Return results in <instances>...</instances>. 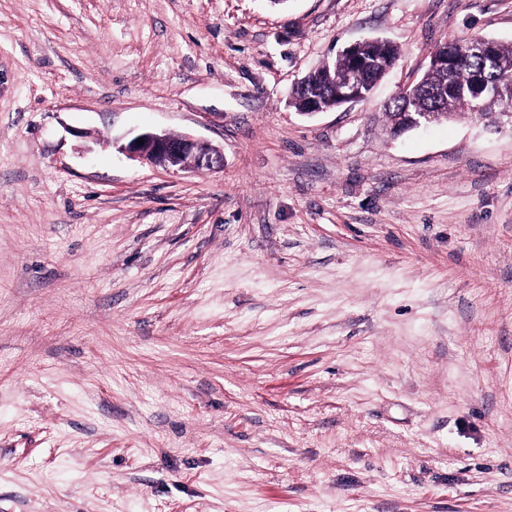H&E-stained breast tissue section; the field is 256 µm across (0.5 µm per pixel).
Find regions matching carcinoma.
Returning <instances> with one entry per match:
<instances>
[{
	"mask_svg": "<svg viewBox=\"0 0 512 512\" xmlns=\"http://www.w3.org/2000/svg\"><path fill=\"white\" fill-rule=\"evenodd\" d=\"M498 68L492 70L483 59L468 49V43L457 44L460 58L445 70L429 66L419 80V87L401 92L387 106L389 120H400L405 126L408 113L417 112L430 106L437 108L441 119L450 120L458 116L469 115L476 121L486 120L502 111L505 100L491 91L481 100V107H473L469 87L473 77L482 73L489 81L503 85L512 84V43L495 42ZM364 53L372 57L375 64L368 73L362 88L361 99L369 97L375 84L390 70L399 57L397 48L387 42L367 40ZM350 64L348 59L339 54L322 63L309 72L303 85L295 92L292 106L299 112L305 110L308 99L313 98L323 110L337 108L345 100L335 95V89L347 82Z\"/></svg>",
	"mask_w": 512,
	"mask_h": 512,
	"instance_id": "obj_1",
	"label": "carcinoma"
}]
</instances>
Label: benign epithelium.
<instances>
[{"label":"benign epithelium","mask_w":512,"mask_h":512,"mask_svg":"<svg viewBox=\"0 0 512 512\" xmlns=\"http://www.w3.org/2000/svg\"><path fill=\"white\" fill-rule=\"evenodd\" d=\"M138 139L143 144L136 143ZM112 147L129 157L145 160L167 170L192 169L198 173H210L224 168L223 151L188 134L145 131L126 141L115 139Z\"/></svg>","instance_id":"obj_1"}]
</instances>
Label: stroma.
<instances>
[{
	"mask_svg": "<svg viewBox=\"0 0 512 512\" xmlns=\"http://www.w3.org/2000/svg\"><path fill=\"white\" fill-rule=\"evenodd\" d=\"M477 35L512 0H0V512H512V126L385 116ZM363 52L372 57L375 64L364 82L360 101L369 97L375 84L390 70L400 55L398 49L391 44L375 40L365 41ZM361 43L355 42L345 48L342 54L337 55L334 59L323 62L319 67L309 72L303 85L295 92L293 97L292 106L298 111L302 112L307 106L308 99L314 98L322 110L337 108L342 104L356 101L359 99L357 94V86L360 83L363 69L360 68L362 60L359 57ZM354 57L358 62L357 68L352 72L350 78V90L344 93V99L335 95V89L341 87L347 82L348 73L350 72V64L348 59L344 56ZM314 104L302 112V115L312 116L321 112V109ZM137 139L144 140V144L138 145ZM112 148L167 170L192 169L198 173H210L224 168L223 151L188 134L145 131L126 141L112 139Z\"/></svg>",
	"mask_w": 512,
	"mask_h": 512,
	"instance_id": "35a3bbf8",
	"label": "stroma"
}]
</instances>
